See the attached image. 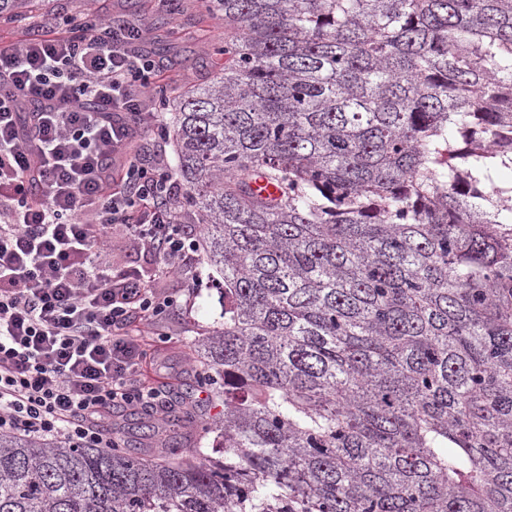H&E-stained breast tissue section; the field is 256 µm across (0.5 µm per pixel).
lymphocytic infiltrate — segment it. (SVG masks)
I'll return each instance as SVG.
<instances>
[{"mask_svg":"<svg viewBox=\"0 0 512 512\" xmlns=\"http://www.w3.org/2000/svg\"><path fill=\"white\" fill-rule=\"evenodd\" d=\"M141 37L140 22L92 16L0 45V432L117 448L113 407L163 406L144 377L146 339L169 342L160 324L175 298L106 257L117 228L168 270L200 263Z\"/></svg>","mask_w":512,"mask_h":512,"instance_id":"f902f5d3","label":"lymphocytic infiltrate"}]
</instances>
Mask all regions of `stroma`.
Segmentation results:
<instances>
[{"label":"stroma","mask_w":512,"mask_h":512,"mask_svg":"<svg viewBox=\"0 0 512 512\" xmlns=\"http://www.w3.org/2000/svg\"><path fill=\"white\" fill-rule=\"evenodd\" d=\"M179 5L180 26L172 33L160 25L165 14L164 0H93L89 6L84 0H27L25 13L37 16L42 24L63 14L81 17L88 8L108 19L141 21L142 49L151 55L160 49L165 55L158 67L162 86L179 89L208 81L217 63L210 51L223 45L228 35L223 21L207 15L199 0H179ZM159 282L180 301L166 315L165 328L171 332L172 341L157 363V374L167 381L172 394L188 395L187 400L176 405L183 417L180 432L184 447L208 448L213 436L207 433L206 426L223 417L224 399L201 384L204 366L193 343L216 326L222 295L217 281L209 275L196 285L186 273L164 274Z\"/></svg>","instance_id":"1"}]
</instances>
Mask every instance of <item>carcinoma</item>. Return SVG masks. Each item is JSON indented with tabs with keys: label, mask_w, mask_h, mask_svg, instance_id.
Here are the masks:
<instances>
[{
	"label": "carcinoma",
	"mask_w": 512,
	"mask_h": 512,
	"mask_svg": "<svg viewBox=\"0 0 512 512\" xmlns=\"http://www.w3.org/2000/svg\"><path fill=\"white\" fill-rule=\"evenodd\" d=\"M203 2L224 66L158 120L213 447L0 434V512H512V0Z\"/></svg>",
	"instance_id": "1"
}]
</instances>
